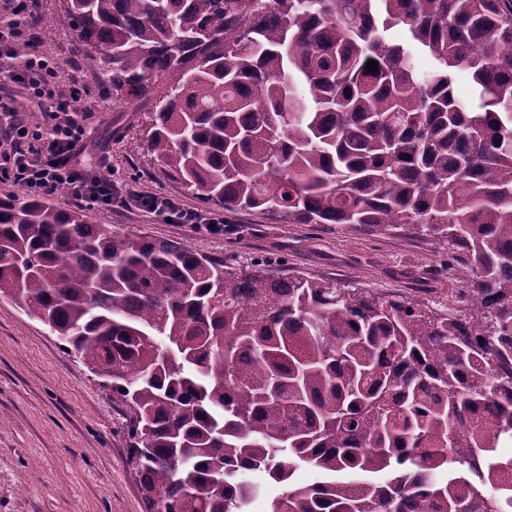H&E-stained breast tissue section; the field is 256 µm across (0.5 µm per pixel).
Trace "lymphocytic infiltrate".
Listing matches in <instances>:
<instances>
[{
	"label": "lymphocytic infiltrate",
	"instance_id": "obj_1",
	"mask_svg": "<svg viewBox=\"0 0 512 512\" xmlns=\"http://www.w3.org/2000/svg\"><path fill=\"white\" fill-rule=\"evenodd\" d=\"M43 121L31 124L16 110H0V183L20 187L27 196L41 198L58 189L89 206L136 208L165 224H185L215 236L224 233V216L187 208L165 194L122 192L115 182L99 178L81 164L88 137L69 103L58 90L48 92Z\"/></svg>",
	"mask_w": 512,
	"mask_h": 512
}]
</instances>
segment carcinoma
Listing matches in <instances>:
<instances>
[{
  "instance_id": "carcinoma-1",
  "label": "carcinoma",
  "mask_w": 512,
  "mask_h": 512,
  "mask_svg": "<svg viewBox=\"0 0 512 512\" xmlns=\"http://www.w3.org/2000/svg\"><path fill=\"white\" fill-rule=\"evenodd\" d=\"M67 15L112 98L149 108L161 171L203 202L419 226L471 277L466 312L442 316L0 200V293L129 410L146 512H248L260 486L243 470L279 486L270 512H512V0H69Z\"/></svg>"
}]
</instances>
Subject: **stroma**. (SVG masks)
<instances>
[{
  "mask_svg": "<svg viewBox=\"0 0 512 512\" xmlns=\"http://www.w3.org/2000/svg\"><path fill=\"white\" fill-rule=\"evenodd\" d=\"M26 2L32 17L19 39L53 63L52 82L78 88L74 106L89 131L86 155L95 173L203 208L197 195L161 172L143 139L145 113L113 102L60 0ZM83 213L88 223L112 225L133 240L180 243L239 268L259 262L279 276L417 297L442 315L460 309L459 294L469 286L466 269L449 272L447 247L410 227L367 233L250 210L225 213L228 231L211 236L134 208L87 206ZM123 421L111 388L39 320L0 296V512H144Z\"/></svg>",
  "mask_w": 512,
  "mask_h": 512,
  "instance_id": "obj_1",
  "label": "stroma"
}]
</instances>
